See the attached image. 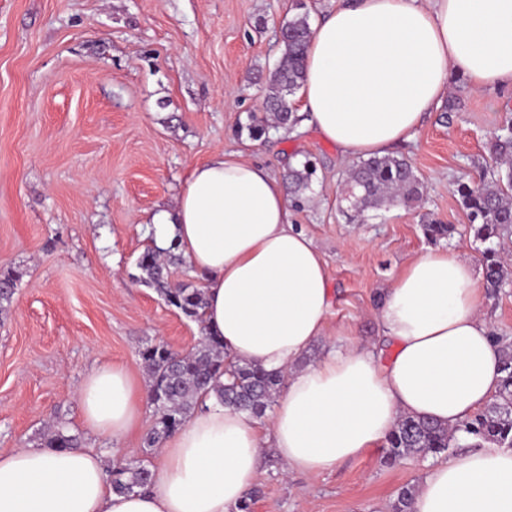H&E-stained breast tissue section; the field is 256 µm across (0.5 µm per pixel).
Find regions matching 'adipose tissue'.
Wrapping results in <instances>:
<instances>
[{"label": "adipose tissue", "mask_w": 512, "mask_h": 512, "mask_svg": "<svg viewBox=\"0 0 512 512\" xmlns=\"http://www.w3.org/2000/svg\"><path fill=\"white\" fill-rule=\"evenodd\" d=\"M455 75L479 92L512 90V0H337L312 29L302 106L343 157L384 156L412 139ZM152 225L155 247L177 245L204 277L207 333L231 358L286 375L284 395L264 427L208 400L164 442L149 487L119 494L107 476L112 444L139 427L145 386L124 367L98 366L78 400L106 447L0 454V512H238L264 448L288 471L316 475L379 445L403 415L458 428L496 390L500 350L463 254L430 251L384 288L378 321L390 359L353 344L300 369L326 333L334 290L267 167L213 153L189 168L174 212ZM413 512H512V449L430 466Z\"/></svg>", "instance_id": "ef3b65f1"}]
</instances>
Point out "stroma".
Here are the masks:
<instances>
[{"label":"stroma","instance_id":"obj_1","mask_svg":"<svg viewBox=\"0 0 512 512\" xmlns=\"http://www.w3.org/2000/svg\"><path fill=\"white\" fill-rule=\"evenodd\" d=\"M294 0H0V270L20 273L0 315V452L36 446L64 424L86 448L78 388L101 364L149 374L150 343L178 353L200 327L139 282L151 218L173 211L188 169L218 150L239 151L280 182L303 157L317 166L297 228L329 265L328 333L301 359L331 347H392L381 336L378 293L411 258L465 253L483 271L456 192L494 165L489 142L512 125V91L476 92L452 77L456 110L439 106L398 147L423 184L420 202L353 212L344 183L353 162L312 128L252 139L277 31ZM449 224L432 240L425 225ZM427 456L395 466L376 447L315 476L285 473L266 453L253 512H390L417 484Z\"/></svg>","mask_w":512,"mask_h":512}]
</instances>
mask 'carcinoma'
I'll return each instance as SVG.
<instances>
[{
  "instance_id": "1",
  "label": "carcinoma",
  "mask_w": 512,
  "mask_h": 512,
  "mask_svg": "<svg viewBox=\"0 0 512 512\" xmlns=\"http://www.w3.org/2000/svg\"><path fill=\"white\" fill-rule=\"evenodd\" d=\"M285 29L282 56L270 75L265 104L277 127L291 131L299 117L288 109L289 97L300 89L304 78L311 36L308 15H295L285 23ZM489 150L499 164L496 175L478 185L460 183L456 192L469 212L470 232L487 244L483 251L485 285L488 295L495 296L508 277L499 247L504 241L512 240V135L496 136ZM315 172L314 163L307 157L289 170L288 179L297 198L309 190ZM345 187L358 211L386 201L407 203L422 197V183L412 164L394 156L360 160L349 170ZM181 264V256L172 248L163 254L148 248L138 261L139 282L156 289L167 305L202 325L206 307L204 291L190 283L171 280V268ZM17 280L14 272L0 274V313L10 306ZM494 338L500 347L497 389L488 407L461 426L466 437L461 440L456 432L428 419L403 416L386 440L384 462L387 465L394 466L422 454L447 457L456 448H482L486 444L512 448V341L497 334ZM140 358L150 373L149 398L156 412L155 424L144 439L147 448L162 445L186 416L210 396L226 407L261 419L284 380L279 372L229 359L221 340L205 333L188 354L174 352L159 342L142 350ZM42 446L74 448L76 443L58 425L44 435ZM150 478V468L142 461L121 462L110 471V482L118 493L144 489ZM415 494V486L403 487L392 512H412Z\"/></svg>"
}]
</instances>
